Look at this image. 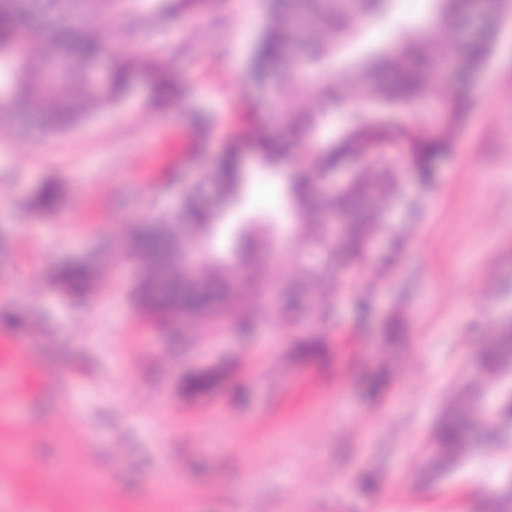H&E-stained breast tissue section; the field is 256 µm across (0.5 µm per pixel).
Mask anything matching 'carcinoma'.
Segmentation results:
<instances>
[{
	"instance_id": "cac0c4a2",
	"label": "carcinoma",
	"mask_w": 512,
	"mask_h": 512,
	"mask_svg": "<svg viewBox=\"0 0 512 512\" xmlns=\"http://www.w3.org/2000/svg\"><path fill=\"white\" fill-rule=\"evenodd\" d=\"M428 21L410 22L391 41L365 45V29L385 24L395 0H277L260 35L251 67L258 79H269L271 109L247 135L227 133L224 152L207 171L214 205L203 208L196 189L185 191L180 206L170 213H145L129 230L126 258L140 266L131 285L134 300L160 313L176 300L171 289L181 287L182 268L174 258L187 239L203 253V287L223 295L220 307L232 305L230 327L246 334L262 317L252 293L267 287L256 257L272 254L280 232H295L302 248L295 277L281 285L288 325L308 301L314 323L327 317L332 298L344 287L339 269L362 268L370 243L394 229L375 211L359 212L365 200L383 207L400 195L402 177L391 144L403 142L407 172L422 187L430 186L434 160L450 151V133L458 125L464 101L452 84L446 85L438 111L442 122L419 133L417 115L423 112L431 79L448 69L473 79L489 61L498 34L501 0H430ZM114 0H44L37 6L25 0H0V85L14 101L26 103L29 120L49 132H65L92 114L114 105L125 93L131 72H138L157 96H170L175 87L162 62L151 55L129 57L112 48L95 31H77L83 12L112 23ZM41 43L33 59L25 43ZM109 62L106 77L92 67ZM341 61V82L351 94L337 99L342 114L340 131L324 144L311 140L325 122L323 112L300 109L294 90L306 87V73ZM279 124L303 132V141L285 177L290 224H226L224 207L242 201L245 183L240 155L249 149L279 173L286 146L268 135L264 126ZM60 186L44 182L34 202L44 214L56 211ZM252 272L250 289L238 280L241 270ZM97 273L85 262L66 264L55 282L69 290L89 287ZM315 337L299 343L297 354L324 353ZM512 429V331L496 332L482 353L481 372L465 381L448 405L436 434L431 465L460 466L476 453L502 447Z\"/></svg>"
}]
</instances>
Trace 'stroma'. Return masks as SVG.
Returning a JSON list of instances; mask_svg holds the SVG:
<instances>
[{
	"label": "stroma",
	"mask_w": 512,
	"mask_h": 512,
	"mask_svg": "<svg viewBox=\"0 0 512 512\" xmlns=\"http://www.w3.org/2000/svg\"><path fill=\"white\" fill-rule=\"evenodd\" d=\"M150 23L112 42L157 50L182 98L154 101L132 74L112 109L77 129L0 122V512H471L512 477V443L432 479L422 472L435 428L481 345L512 316V9L477 80H457L468 108L429 189L403 178L376 239L322 329L319 362L291 355L309 320L289 331L278 310L248 335L225 317L162 325L133 299L120 256L145 206L173 210L200 188L224 133L247 130L266 87L251 81L256 37L271 0H203L186 15L162 0H126ZM338 66L312 70L305 106L338 113L322 88ZM230 224L273 223L284 196L248 158ZM48 179L58 212L28 216ZM97 256L76 297L51 280ZM399 320L387 341L384 328ZM388 383L371 394L369 382Z\"/></svg>",
	"instance_id": "stroma-1"
}]
</instances>
